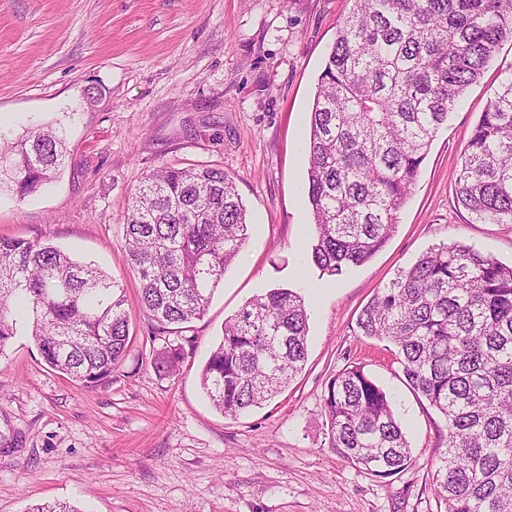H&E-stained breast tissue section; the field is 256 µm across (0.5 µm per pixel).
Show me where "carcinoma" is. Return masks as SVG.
Listing matches in <instances>:
<instances>
[{
	"mask_svg": "<svg viewBox=\"0 0 512 512\" xmlns=\"http://www.w3.org/2000/svg\"><path fill=\"white\" fill-rule=\"evenodd\" d=\"M512 41V0H353L321 72L308 138L314 265L358 267L395 232L428 148L456 100ZM63 133L36 129L0 147V188L23 197L52 182ZM471 222L512 224V65L453 173ZM248 238L246 209L221 168L159 166L132 194L124 249L159 327L203 317ZM27 313L42 360L95 388L130 343L123 289L48 241L0 239V355ZM360 335L395 347L407 383L442 415L446 449L434 473L445 512H512V266L460 244L423 253L362 308ZM308 314L288 288L253 297L224 321L200 383L235 418L281 393L307 357ZM185 359L170 345L155 362ZM332 447L376 477L405 470L410 445L386 392L355 364L323 399Z\"/></svg>",
	"mask_w": 512,
	"mask_h": 512,
	"instance_id": "1",
	"label": "carcinoma"
}]
</instances>
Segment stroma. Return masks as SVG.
Wrapping results in <instances>:
<instances>
[{
    "mask_svg": "<svg viewBox=\"0 0 512 512\" xmlns=\"http://www.w3.org/2000/svg\"><path fill=\"white\" fill-rule=\"evenodd\" d=\"M352 0H0V134L62 128L59 178L0 191V237L41 239L124 289L130 344L94 389L41 359L19 318L0 355V512L58 501L80 512H444L433 489L444 419L407 384L386 342L360 335L374 293L440 244L512 263V224H473L452 174L512 62L504 42L457 100L420 167L388 243L336 277L309 260L306 137L317 81ZM223 168L247 209L248 238L205 315L164 332L140 304L122 218L160 165ZM288 288L308 313L307 360L288 387L237 418L199 374L226 318ZM185 360L159 375L166 344ZM360 365L390 398L412 448L375 477L330 445L323 399Z\"/></svg>",
    "mask_w": 512,
    "mask_h": 512,
    "instance_id": "35a3bbf8",
    "label": "stroma"
}]
</instances>
